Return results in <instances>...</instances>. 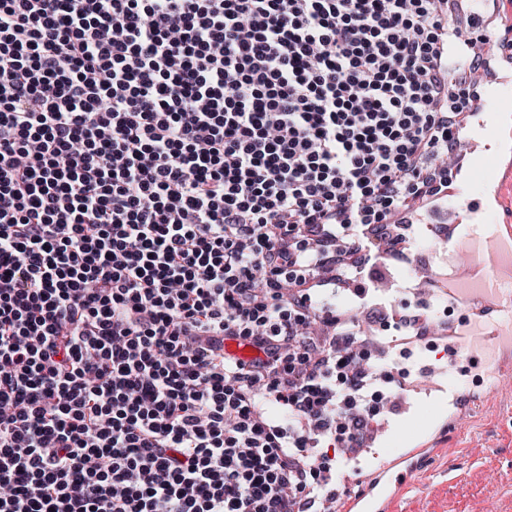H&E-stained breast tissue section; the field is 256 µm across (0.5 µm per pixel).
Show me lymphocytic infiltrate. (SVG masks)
Listing matches in <instances>:
<instances>
[{
  "instance_id": "obj_1",
  "label": "lymphocytic infiltrate",
  "mask_w": 512,
  "mask_h": 512,
  "mask_svg": "<svg viewBox=\"0 0 512 512\" xmlns=\"http://www.w3.org/2000/svg\"><path fill=\"white\" fill-rule=\"evenodd\" d=\"M451 0H0V512H299L357 447L320 242L439 202L483 58ZM257 347L244 362L225 339Z\"/></svg>"
}]
</instances>
